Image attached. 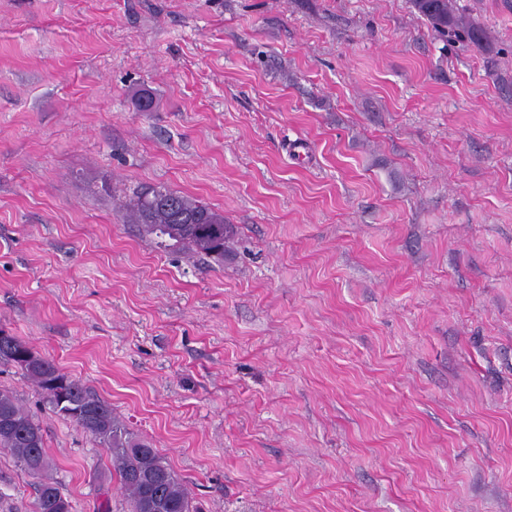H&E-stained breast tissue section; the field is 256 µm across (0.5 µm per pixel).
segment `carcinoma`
Instances as JSON below:
<instances>
[{
  "instance_id": "obj_1",
  "label": "carcinoma",
  "mask_w": 512,
  "mask_h": 512,
  "mask_svg": "<svg viewBox=\"0 0 512 512\" xmlns=\"http://www.w3.org/2000/svg\"><path fill=\"white\" fill-rule=\"evenodd\" d=\"M413 7L441 35L474 34L456 14L454 0H412ZM124 217L155 244L189 251L224 262L234 238L233 225L209 205L165 187L133 192L122 206ZM13 365L38 389L52 411L75 422L106 449L111 467L127 496L128 512H139L152 495L169 506L168 512H191L189 491L150 442L137 438L118 419L112 405L80 380L65 373L54 360L35 352L27 343L0 330V365ZM0 450L11 453L33 478L34 512H73L71 501L49 475L50 461L42 428L35 416L9 391L0 390Z\"/></svg>"
}]
</instances>
